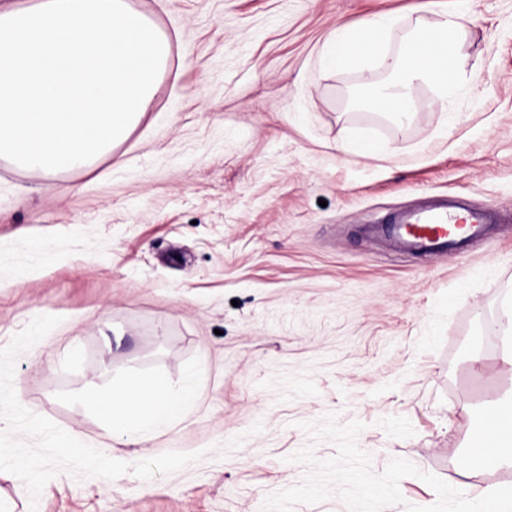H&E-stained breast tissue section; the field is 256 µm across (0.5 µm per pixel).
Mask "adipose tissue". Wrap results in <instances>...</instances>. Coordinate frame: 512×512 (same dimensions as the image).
<instances>
[{
    "mask_svg": "<svg viewBox=\"0 0 512 512\" xmlns=\"http://www.w3.org/2000/svg\"><path fill=\"white\" fill-rule=\"evenodd\" d=\"M193 402L190 386L133 377L113 388L105 405V421L113 433L146 438L181 420Z\"/></svg>",
    "mask_w": 512,
    "mask_h": 512,
    "instance_id": "ef3b65f1",
    "label": "adipose tissue"
}]
</instances>
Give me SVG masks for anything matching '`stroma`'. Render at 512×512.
<instances>
[{"mask_svg":"<svg viewBox=\"0 0 512 512\" xmlns=\"http://www.w3.org/2000/svg\"><path fill=\"white\" fill-rule=\"evenodd\" d=\"M130 3L171 54L126 139L80 171L0 159V512H260L330 412L374 471L459 486L474 408L512 392V0H466L462 99L419 87L402 125L349 106L381 66L323 71L324 45L393 14L398 48L451 0ZM438 196L498 217L464 256L365 231ZM135 374L197 394L140 443L93 403ZM499 330H501L504 344L502 348L503 360L512 365V304L510 303L504 307L502 313L499 315L496 322Z\"/></svg>","mask_w":512,"mask_h":512,"instance_id":"35a3bbf8","label":"stroma"}]
</instances>
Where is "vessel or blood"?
<instances>
[{
  "mask_svg": "<svg viewBox=\"0 0 512 512\" xmlns=\"http://www.w3.org/2000/svg\"><path fill=\"white\" fill-rule=\"evenodd\" d=\"M491 220L482 209L459 211L457 206L445 199L434 200L410 212L389 215L381 231L399 243L404 251L416 254L463 253L464 237L481 234L484 224ZM465 223L464 237L448 232L449 225Z\"/></svg>",
  "mask_w": 512,
  "mask_h": 512,
  "instance_id": "vessel-or-blood-1",
  "label": "vessel or blood"
}]
</instances>
